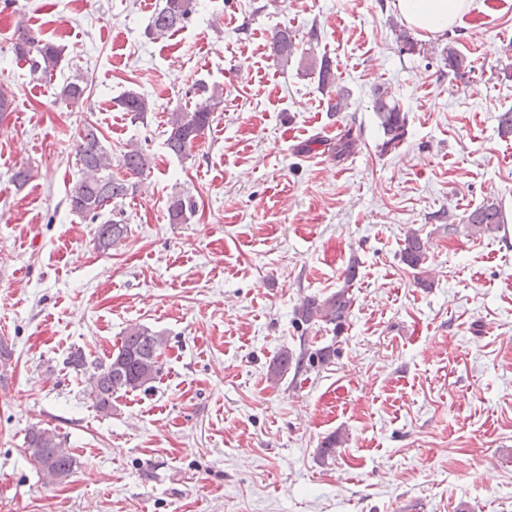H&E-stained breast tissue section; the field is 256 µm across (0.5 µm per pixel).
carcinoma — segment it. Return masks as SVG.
<instances>
[{
    "mask_svg": "<svg viewBox=\"0 0 512 512\" xmlns=\"http://www.w3.org/2000/svg\"><path fill=\"white\" fill-rule=\"evenodd\" d=\"M192 0H165V4L151 17L148 25L149 35L163 38L170 32L184 26L195 12L190 6ZM14 51L19 60L25 62L33 75L46 76L58 67L62 49L45 41L31 29L20 24L16 30ZM296 35L288 26L278 28L271 41V52L276 62L288 65L298 52ZM300 53V52H298ZM443 67L454 78L463 79L472 71L468 58L453 46L439 51ZM299 70L305 76L317 78L318 87L327 90L335 83L336 76L332 62L323 57L315 58L308 52H301ZM86 88L79 80L63 84L59 96L72 103L83 102ZM373 111L379 119L383 139L380 151L386 153L398 148L407 133V117L400 105L382 87L373 90ZM220 103L215 93L201 99L191 109H177L169 113L167 148L174 154H187L204 131L210 127L216 106ZM118 105L136 119H142L151 111L149 100L137 93H127L118 99ZM76 160L82 171V178L75 182L69 192L71 211L82 217L97 220L107 210L112 218L97 225L95 242L98 249L109 251L125 237L127 229L117 213L122 211L123 201L134 194L138 183L135 178L141 176L150 165L149 155L141 148L132 145L121 158L124 177L112 172V156L102 141L101 131L92 124L83 129L76 149ZM196 210L195 202L188 196L174 197L168 206V219L172 224H184ZM465 223L477 231L492 233L504 223L501 208L494 203L483 204L465 216ZM428 241L415 230H408L401 250L402 261L411 269L417 270L428 260ZM353 298L348 290L342 288L335 293L318 298L310 296L304 299L294 310V323L312 325L323 322L334 326L340 332L348 321ZM167 340L162 334L144 325H133L126 329L121 337L120 347L112 353L109 362L96 363L88 372L85 380L84 395L90 400L97 412L112 413V398L117 394L149 389L162 371L160 356ZM335 350L329 346L312 349L303 344L296 360V368H313L331 361ZM26 452L32 460L47 474L60 479L68 477L74 470L76 460L63 448V438L48 428L33 427L26 440Z\"/></svg>",
    "mask_w": 512,
    "mask_h": 512,
    "instance_id": "cac0c4a2",
    "label": "carcinoma"
}]
</instances>
